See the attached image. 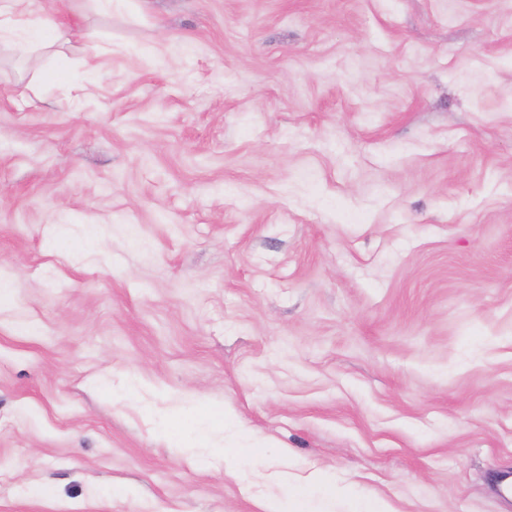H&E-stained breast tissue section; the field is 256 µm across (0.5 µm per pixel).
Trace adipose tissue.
<instances>
[{
    "label": "adipose tissue",
    "mask_w": 512,
    "mask_h": 512,
    "mask_svg": "<svg viewBox=\"0 0 512 512\" xmlns=\"http://www.w3.org/2000/svg\"><path fill=\"white\" fill-rule=\"evenodd\" d=\"M25 0H0V43H11L24 51L46 48L56 39L57 27L51 17L34 18L24 8ZM338 485L335 478L317 470L305 484L290 489L286 501H267L262 512H305V503L314 497L332 499Z\"/></svg>",
    "instance_id": "obj_1"
}]
</instances>
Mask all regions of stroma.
Instances as JSON below:
<instances>
[{
    "label": "stroma",
    "instance_id": "35a3bbf8",
    "mask_svg": "<svg viewBox=\"0 0 512 512\" xmlns=\"http://www.w3.org/2000/svg\"><path fill=\"white\" fill-rule=\"evenodd\" d=\"M26 8L67 43L0 45V512L315 469L512 512V0Z\"/></svg>",
    "mask_w": 512,
    "mask_h": 512
}]
</instances>
